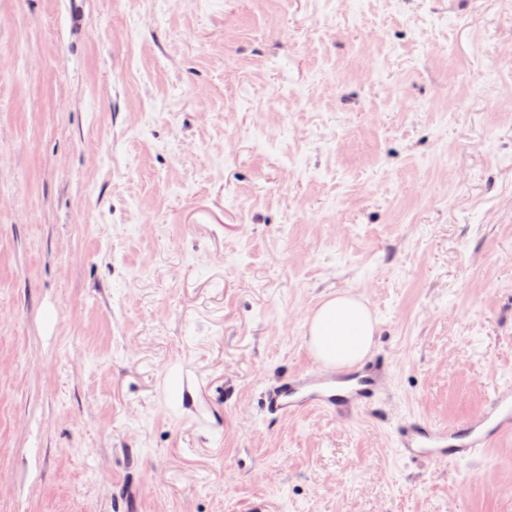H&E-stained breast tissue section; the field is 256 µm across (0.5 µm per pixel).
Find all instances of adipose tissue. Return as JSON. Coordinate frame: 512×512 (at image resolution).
I'll use <instances>...</instances> for the list:
<instances>
[{
  "instance_id": "ef3b65f1",
  "label": "adipose tissue",
  "mask_w": 512,
  "mask_h": 512,
  "mask_svg": "<svg viewBox=\"0 0 512 512\" xmlns=\"http://www.w3.org/2000/svg\"><path fill=\"white\" fill-rule=\"evenodd\" d=\"M306 325L313 355L324 366L336 370L363 361L376 335L370 309L349 294L323 300L307 317Z\"/></svg>"
}]
</instances>
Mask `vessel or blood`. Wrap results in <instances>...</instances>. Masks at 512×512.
I'll list each match as a JSON object with an SVG mask.
<instances>
[{"instance_id":"obj_1","label":"vessel or blood","mask_w":512,"mask_h":512,"mask_svg":"<svg viewBox=\"0 0 512 512\" xmlns=\"http://www.w3.org/2000/svg\"><path fill=\"white\" fill-rule=\"evenodd\" d=\"M386 374L375 360L349 373L331 378L313 370L271 388L264 405L269 414L288 417L309 409H324L346 416L370 405L383 389ZM512 432V388L503 387L487 408L461 426L443 427L425 418L399 425L396 444L409 459H463L486 452L493 443Z\"/></svg>"}]
</instances>
